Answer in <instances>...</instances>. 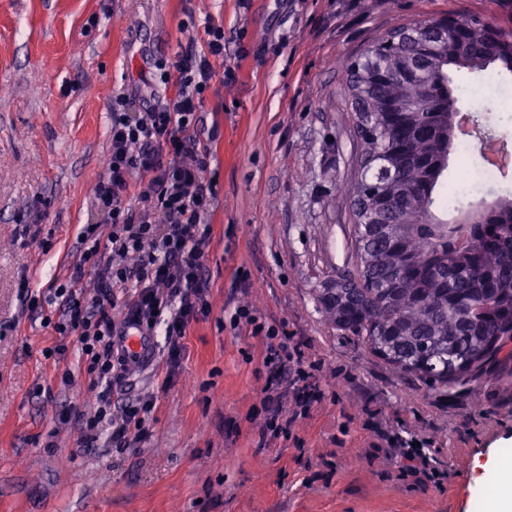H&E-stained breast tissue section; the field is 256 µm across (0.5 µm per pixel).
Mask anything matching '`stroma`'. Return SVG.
<instances>
[{
    "instance_id": "35a3bbf8",
    "label": "stroma",
    "mask_w": 512,
    "mask_h": 512,
    "mask_svg": "<svg viewBox=\"0 0 512 512\" xmlns=\"http://www.w3.org/2000/svg\"><path fill=\"white\" fill-rule=\"evenodd\" d=\"M446 14L512 32V0H0V512H478L484 464L512 450V363L430 388L338 329L319 301L356 265L346 189L360 141L339 63ZM207 16L224 27L203 107L218 129L211 309L170 381L158 352L112 390L156 397L149 436L87 448L61 418L72 405L95 411L78 345L25 310L18 286L51 296L79 226L96 221L113 97L202 49ZM508 191L512 179L495 180L436 211L452 221ZM243 305L319 366L310 385L288 387L317 400L285 437L263 433L266 340L233 326ZM388 434L428 440L440 483L376 456Z\"/></svg>"
}]
</instances>
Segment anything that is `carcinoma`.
Here are the masks:
<instances>
[{
  "label": "carcinoma",
  "mask_w": 512,
  "mask_h": 512,
  "mask_svg": "<svg viewBox=\"0 0 512 512\" xmlns=\"http://www.w3.org/2000/svg\"><path fill=\"white\" fill-rule=\"evenodd\" d=\"M448 40L421 22L398 27L346 61L355 122L362 124V191L383 207L353 213L356 274L331 280L320 301L394 369L428 387L462 383L512 360V196L480 224L435 213L459 140L451 73L512 74V43L485 39L488 21ZM397 112L388 116V109Z\"/></svg>",
  "instance_id": "carcinoma-1"
}]
</instances>
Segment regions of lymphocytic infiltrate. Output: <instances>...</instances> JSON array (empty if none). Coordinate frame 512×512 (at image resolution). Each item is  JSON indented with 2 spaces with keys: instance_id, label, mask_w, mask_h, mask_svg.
<instances>
[{
  "instance_id": "f902f5d3",
  "label": "lymphocytic infiltrate",
  "mask_w": 512,
  "mask_h": 512,
  "mask_svg": "<svg viewBox=\"0 0 512 512\" xmlns=\"http://www.w3.org/2000/svg\"><path fill=\"white\" fill-rule=\"evenodd\" d=\"M203 25L204 51L185 50L161 69V83H177L175 97H114L110 157L94 190L100 220L82 225L79 255L48 301L26 296L30 312L42 316L56 336L74 338L89 382L99 389L93 416L77 419L83 436L95 439L100 428L109 427L115 448L134 447L147 435L156 406L144 397L112 402L113 385L129 371L116 342L123 327L132 323L149 335H163L172 369L183 355L190 324L209 311L205 262L217 183L208 176L213 153L199 123L212 62L224 56V28L209 18ZM131 197L137 208L127 206ZM91 274L97 278L92 294L86 289ZM232 321L267 340L269 400L281 399L284 380L313 378L314 365L300 351H289L278 330L249 307H238Z\"/></svg>"
}]
</instances>
